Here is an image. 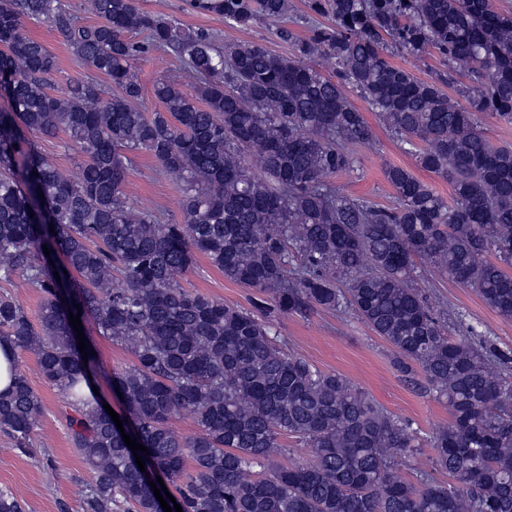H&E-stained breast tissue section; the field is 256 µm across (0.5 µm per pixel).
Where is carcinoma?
Masks as SVG:
<instances>
[{
  "instance_id": "1",
  "label": "carcinoma",
  "mask_w": 512,
  "mask_h": 512,
  "mask_svg": "<svg viewBox=\"0 0 512 512\" xmlns=\"http://www.w3.org/2000/svg\"><path fill=\"white\" fill-rule=\"evenodd\" d=\"M239 26L279 20L291 0H190ZM331 20L289 55L228 43L139 8L90 0L101 19L79 25L60 0H0V282L43 294L36 318L0 294V343L36 355L40 374L75 412L72 443L92 473L86 512H158L159 501L122 434L148 449L145 469L177 490L182 512H512V357L448 322L414 285L416 260L474 289L512 319V149L494 145L475 114L512 123V14L493 0H306ZM52 24L92 80L57 95L56 57L24 29ZM143 34L146 41L133 39ZM418 60L432 47L448 75L423 81L393 63L385 38ZM172 50L188 84L160 79L163 108L143 112L136 61ZM460 76L470 108L443 89ZM354 89L420 167L452 185L451 200L408 170L385 177L396 204L341 194L327 178L353 167L372 139ZM64 133L76 178L33 137ZM145 151L183 183L182 222L130 206L127 153ZM50 250L45 256L44 249ZM205 256L224 278L261 295L254 308L191 293L178 277ZM59 276H54V273ZM351 308L395 350L397 369L425 375L451 421L430 438L455 485L395 473L418 447L408 425L338 373L285 352L272 318ZM128 348L112 374L124 432L91 389L69 313ZM0 394V431L29 445L40 403L19 368ZM189 414L187 438L171 427ZM313 461L283 466L280 438Z\"/></svg>"
}]
</instances>
